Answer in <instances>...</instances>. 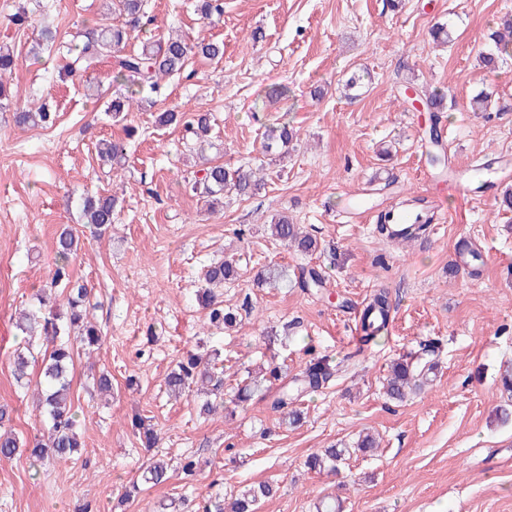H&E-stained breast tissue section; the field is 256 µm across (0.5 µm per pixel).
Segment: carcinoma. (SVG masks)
<instances>
[{"mask_svg":"<svg viewBox=\"0 0 512 512\" xmlns=\"http://www.w3.org/2000/svg\"><path fill=\"white\" fill-rule=\"evenodd\" d=\"M118 11L129 17L125 26L100 25L90 28L82 34L80 43L68 48L74 53L72 62L66 71L70 76L96 68L103 60L111 63L114 78L136 79L133 94L148 103H154V96L161 90L160 82L181 74L192 55L207 59L224 56V43L219 41H199L189 43L182 38L158 37L143 44L139 50L128 51L127 45L135 38L136 23L145 17L146 0H116ZM491 46L479 54L482 68L489 73L501 69L506 57L512 56V19H506L502 27L490 34ZM18 65L14 50L6 45L0 46V108L10 105L5 76L12 74ZM53 121V113L47 105L37 110L18 109L13 112V123L18 128L27 126H46ZM161 126H181L189 135L193 145L208 140L212 130L213 116L209 112H175L168 110L159 113ZM296 137V131L287 122L272 130L266 151L288 149ZM98 154L102 160L114 168L123 166L125 147L119 142L103 139L98 143ZM264 187V179L248 168L239 167L233 171L223 165L212 163L200 169V176L192 184V190L211 206L229 196H250ZM118 206V198L100 194L84 199L83 211L87 223L98 237L109 231ZM271 233L276 240L293 247L303 255H313L319 251L317 238L300 230L288 216L279 214L271 219ZM78 238L72 231L63 230L56 239V251L59 262L50 278V282L37 291L38 308L22 315L18 329L22 334L40 336L51 343L48 357L43 360L42 374L44 387L40 388L41 398L39 415L46 416V424L38 437L29 443L20 441L12 431L5 429L3 413L0 412V457L12 458L26 455L34 465L49 460L69 459L83 447L79 432L77 414L71 394L70 369L73 366L74 350L81 349L91 355L100 349L103 336L97 325L89 318L86 301L90 289L86 284L75 282L70 274V259L77 252ZM241 277L239 267L228 260L212 262L206 266L203 285L198 300L206 310L209 323L220 329H229L236 325L240 313L233 308H224V301L214 292V287L232 283ZM259 282L278 284L288 281V270L279 265H266L256 274ZM297 284L302 288L321 290L326 286L325 275L315 269L300 268L296 276ZM64 287L67 295L58 302L55 289ZM392 302L387 288L381 286L371 293L362 310L358 313L361 339L368 344L387 331L391 319ZM336 363L328 356H316L272 395L271 408L281 416L282 423L295 426L302 416L300 403L304 397L328 387L336 377ZM433 365L423 364L420 357L407 356L393 361L386 377V394L389 399L401 401L412 391H421L430 383ZM283 379V367L272 362L267 363L258 375L247 372V377L237 383L230 403L238 407L251 400L255 395L266 396L271 385ZM224 359L218 350L205 352L189 351L170 368L164 378V386L171 396L180 397L193 389H201L214 396L199 406L202 414H213L217 410L214 400L224 397ZM131 425L136 430L141 445L152 449L158 445L157 431L147 419L135 416ZM376 448L375 440L365 435L351 448H338L334 445L307 458L305 465L310 471L335 472L340 464L351 455H364ZM199 469V461L194 456H185L173 464L163 455H153L140 477L125 487L123 500L135 499L145 487H155L166 483L171 472L180 471L193 476ZM275 490L269 483L245 487L231 496L229 502L224 498H204L200 500L194 512H257L260 502L274 495Z\"/></svg>","mask_w":512,"mask_h":512,"instance_id":"cac0c4a2","label":"carcinoma"}]
</instances>
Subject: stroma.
Instances as JSON below:
<instances>
[{
  "label": "stroma",
  "mask_w": 512,
  "mask_h": 512,
  "mask_svg": "<svg viewBox=\"0 0 512 512\" xmlns=\"http://www.w3.org/2000/svg\"><path fill=\"white\" fill-rule=\"evenodd\" d=\"M223 4V15L205 19L195 0H147L149 32L220 41L224 57H193L166 81L154 107L131 108L116 122L106 106L129 95L131 81L113 80L104 66L74 79L65 69L77 32L122 25L125 16L108 13L105 0H0V45L20 58L13 104L44 102L57 114L53 127L23 130L0 111V411L21 440L40 433L32 401L44 349L31 347L30 383H16L13 356L27 347L16 321L50 279L64 228L80 237L70 269L92 286L90 314L104 337L93 357L74 360L84 448L35 468L22 455L0 460V512H157L173 500L263 481L278 492L259 512H316L331 494L342 512H512V426L494 416L512 402L500 382L512 369V211L500 206L504 183L452 197L447 179L424 175L430 115L415 111L404 93L410 78L446 90L439 125L457 171L512 157V58L494 76L478 59L490 30L512 14V0H405L396 11L386 0ZM19 10L28 16L21 30L7 20ZM438 23L450 43H434L430 30ZM45 27L56 31V47L32 54ZM256 28L263 38L255 43ZM363 70L369 84L348 98L346 78ZM280 86L287 96L271 97ZM484 88L495 111H470ZM170 109L214 113L203 154L189 151L182 128L156 123ZM280 119L298 135L275 161L262 145ZM103 138L124 143V168L98 160ZM207 159L253 167L266 185L207 212L189 187ZM97 192L119 198L101 238L82 212L84 197ZM360 196L380 211L403 198L443 200L448 213L418 239L390 242L374 223L343 217L345 201ZM281 213L315 235L318 253L302 256L271 237V218ZM462 239L483 253L480 278L455 265ZM214 258L243 271L225 284V305L254 307L230 330L207 328L196 301L199 269ZM270 263L292 272L318 268L327 286L321 293L256 286L255 273ZM381 284L391 293L392 321L363 345L355 312ZM426 340L437 345L432 385L405 402L388 400L382 378L389 364ZM212 348L224 353L230 388L245 368L272 355L292 373L310 355H327L338 373L308 396L296 427L257 397L235 412L206 416L197 397L169 399L163 379L185 351ZM96 370L111 373V399L94 393ZM137 414L151 417L163 454L195 455L202 469L174 473L122 505L125 485L148 457L129 425ZM364 429L380 436L375 455L351 456L335 474L307 471V456L351 446Z\"/></svg>",
  "instance_id": "35a3bbf8"
}]
</instances>
